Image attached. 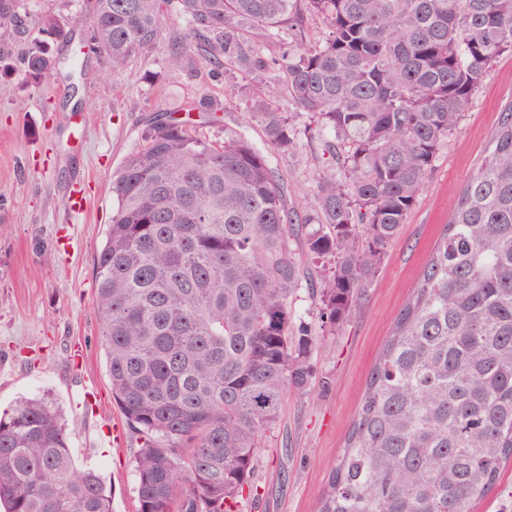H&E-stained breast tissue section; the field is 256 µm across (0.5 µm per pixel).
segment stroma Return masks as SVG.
Instances as JSON below:
<instances>
[{
    "label": "stroma",
    "mask_w": 512,
    "mask_h": 512,
    "mask_svg": "<svg viewBox=\"0 0 512 512\" xmlns=\"http://www.w3.org/2000/svg\"><path fill=\"white\" fill-rule=\"evenodd\" d=\"M36 5L58 13L72 39L57 47L63 66L53 79L29 86L15 76L0 91V412L22 398L55 399L75 465L104 478L112 512H138L134 457L140 442L125 430V417L113 403L94 311V258L112 217V174L159 109L189 113L209 138L234 131L266 148L261 127L249 117L258 83L237 74L228 95L207 69H171L164 37L147 59L112 72L102 58L84 51L88 0ZM203 97L219 104V114L198 110ZM508 103L511 53L497 59L464 110L370 288L336 335L323 327L307 292H300L293 314L318 342L315 375L306 393L288 391L276 425L259 440L260 497L248 512H316L395 317L412 296L449 207L476 173ZM270 162L288 205L308 210L319 166L313 143L297 133L292 149L271 152ZM77 190L87 201L82 213L69 203ZM77 348L84 357L71 359ZM88 378L98 392L96 412L86 416L76 395ZM116 424L124 428L119 448L104 439Z\"/></svg>",
    "instance_id": "1"
}]
</instances>
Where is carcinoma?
Returning <instances> with one entry per match:
<instances>
[{
  "instance_id": "carcinoma-1",
  "label": "carcinoma",
  "mask_w": 512,
  "mask_h": 512,
  "mask_svg": "<svg viewBox=\"0 0 512 512\" xmlns=\"http://www.w3.org/2000/svg\"><path fill=\"white\" fill-rule=\"evenodd\" d=\"M24 0H0V36ZM168 30V65L254 75L251 117L268 145L297 125L329 156L305 218L267 154L239 133L202 135L174 111L146 121L112 175L96 253L95 313L112 400L142 444L139 512H246L260 436L293 388L311 385L305 289L336 332L416 205L435 158L496 60L512 53V0H94L85 44L116 73ZM326 28L306 39L309 22ZM16 68L57 73L71 30L39 14ZM288 98L293 111L272 102ZM319 263L301 271L291 238ZM512 458V105L451 205L414 292L371 370L318 512H470ZM5 512H112L77 469L58 408L26 399L0 415Z\"/></svg>"
}]
</instances>
